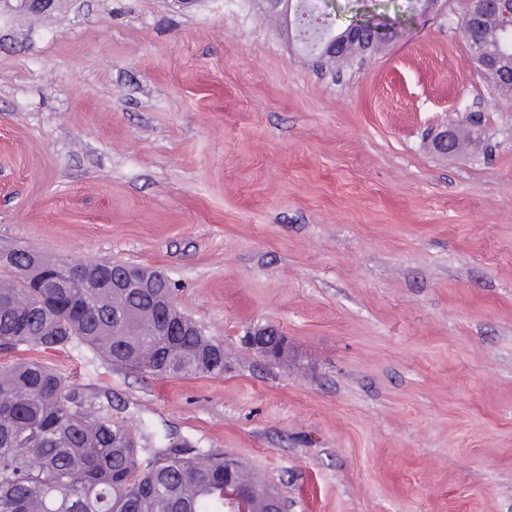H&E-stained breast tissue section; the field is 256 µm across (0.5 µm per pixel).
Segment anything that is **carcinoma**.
<instances>
[{"mask_svg": "<svg viewBox=\"0 0 512 512\" xmlns=\"http://www.w3.org/2000/svg\"><path fill=\"white\" fill-rule=\"evenodd\" d=\"M508 18L484 13L465 30L481 43L488 79L512 95V33ZM315 58L335 65L377 51L383 42L348 41L340 55L300 30ZM87 262L49 259L12 248L0 265V352L30 345L57 349L75 343L108 363L142 376L178 378L224 373V344L184 324L165 336L159 315L174 301L158 270L149 288H114ZM250 492L249 512H279L282 497L264 479L246 480L237 461L191 450L166 434L142 448L130 428L112 420L62 376L38 362L0 368V512H233L224 498V468Z\"/></svg>", "mask_w": 512, "mask_h": 512, "instance_id": "obj_1", "label": "carcinoma"}]
</instances>
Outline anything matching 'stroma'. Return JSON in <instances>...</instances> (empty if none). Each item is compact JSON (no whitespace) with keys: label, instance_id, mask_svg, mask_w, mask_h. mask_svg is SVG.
<instances>
[{"label":"stroma","instance_id":"35a3bbf8","mask_svg":"<svg viewBox=\"0 0 512 512\" xmlns=\"http://www.w3.org/2000/svg\"><path fill=\"white\" fill-rule=\"evenodd\" d=\"M466 0H311L384 52L317 67L263 0L0 15V245L163 270L220 376L39 361L124 422L237 455L288 512H512V102ZM470 140L438 153L431 128ZM278 326L288 360L243 343Z\"/></svg>","mask_w":512,"mask_h":512}]
</instances>
